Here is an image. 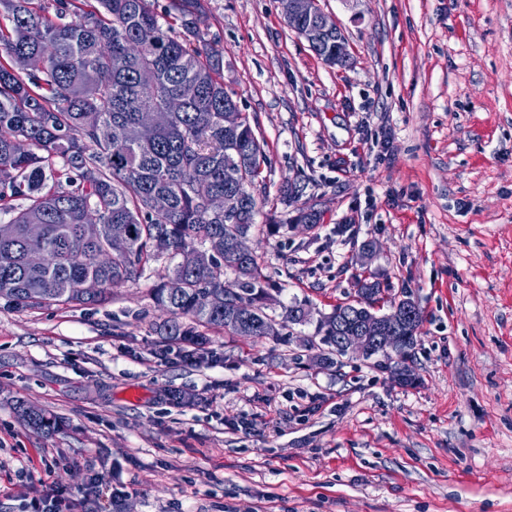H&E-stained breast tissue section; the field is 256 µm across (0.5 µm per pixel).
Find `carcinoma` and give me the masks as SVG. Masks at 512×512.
I'll return each instance as SVG.
<instances>
[{
  "label": "carcinoma",
  "instance_id": "carcinoma-1",
  "mask_svg": "<svg viewBox=\"0 0 512 512\" xmlns=\"http://www.w3.org/2000/svg\"><path fill=\"white\" fill-rule=\"evenodd\" d=\"M52 2L55 21L34 0H0L8 20L0 24V201H28L0 229V298L30 309L97 306L151 268V297L170 313L156 327L163 340L201 346L202 327L267 336L276 320L266 312L257 255H224V242L255 226L254 188L267 158L248 113L234 140L224 135V103L233 97L222 51L204 37L199 0H171L175 16L166 24L154 0ZM19 55L39 62L25 79L14 69ZM89 70L100 83L93 99L84 92ZM172 97L183 98L182 109L167 125L142 130L145 110ZM226 192L241 203L234 221L207 208L208 197ZM157 196L166 208H154ZM113 224L127 228L130 247L103 266ZM157 236L167 239L166 258L152 249ZM88 277L101 284L93 296L79 288ZM172 277L181 281L175 292ZM226 287L234 297L227 312ZM402 293L391 310L415 311L417 329L421 310ZM347 311L339 305L318 320L323 345L336 348V319ZM310 321L300 303L281 316L285 328ZM16 413L36 432L59 429L39 408L21 404Z\"/></svg>",
  "mask_w": 512,
  "mask_h": 512
}]
</instances>
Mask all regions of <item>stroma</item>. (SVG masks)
I'll return each instance as SVG.
<instances>
[{"instance_id":"obj_1","label":"stroma","mask_w":512,"mask_h":512,"mask_svg":"<svg viewBox=\"0 0 512 512\" xmlns=\"http://www.w3.org/2000/svg\"><path fill=\"white\" fill-rule=\"evenodd\" d=\"M201 3L268 158L246 244L269 314H330L361 278L408 290L419 381L318 365L313 320L277 339L211 330L204 359L180 361L153 331L149 273L95 307L0 298V512L93 472L113 512H512V0H319L343 67L279 0ZM293 179L312 229L281 201ZM20 401L61 429L31 431Z\"/></svg>"}]
</instances>
